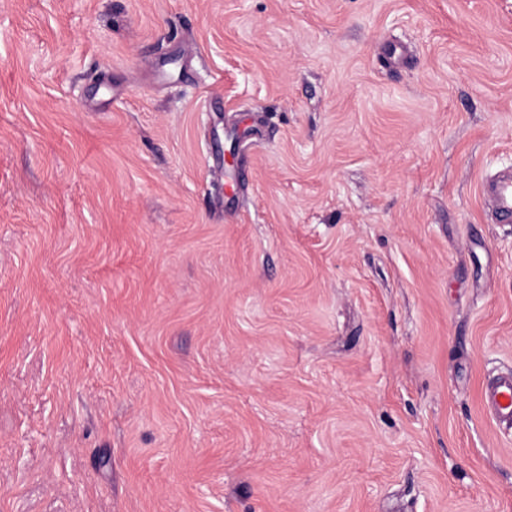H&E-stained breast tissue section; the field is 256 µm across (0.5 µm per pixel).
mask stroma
I'll return each mask as SVG.
<instances>
[{"label":"stroma","instance_id":"1","mask_svg":"<svg viewBox=\"0 0 512 512\" xmlns=\"http://www.w3.org/2000/svg\"><path fill=\"white\" fill-rule=\"evenodd\" d=\"M511 170L512 0H0V512H512ZM488 190L498 213L512 220V174L498 176L489 183ZM486 402L494 419L501 423H512V375L505 374L494 379L488 386Z\"/></svg>","mask_w":512,"mask_h":512}]
</instances>
